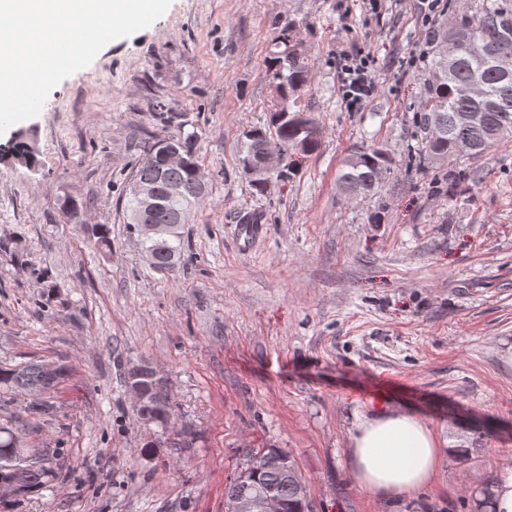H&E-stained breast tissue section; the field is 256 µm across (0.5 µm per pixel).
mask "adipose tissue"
Listing matches in <instances>:
<instances>
[{
    "label": "adipose tissue",
    "mask_w": 512,
    "mask_h": 512,
    "mask_svg": "<svg viewBox=\"0 0 512 512\" xmlns=\"http://www.w3.org/2000/svg\"><path fill=\"white\" fill-rule=\"evenodd\" d=\"M349 448L358 486L375 495H409L432 483L441 457L436 432L411 411L358 418Z\"/></svg>",
    "instance_id": "ef3b65f1"
}]
</instances>
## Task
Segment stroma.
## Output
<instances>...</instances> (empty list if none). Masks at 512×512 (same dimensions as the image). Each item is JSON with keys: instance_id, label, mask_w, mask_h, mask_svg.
<instances>
[{"instance_id": "stroma-1", "label": "stroma", "mask_w": 512, "mask_h": 512, "mask_svg": "<svg viewBox=\"0 0 512 512\" xmlns=\"http://www.w3.org/2000/svg\"><path fill=\"white\" fill-rule=\"evenodd\" d=\"M290 27L310 65L303 100L320 146L291 180L256 194L239 164L267 122L266 60ZM419 0H171L48 95L34 167L0 159V367L62 368L48 415L26 394L0 425L53 472L8 512H224L246 448L294 456L315 512H489L512 470V141L460 158L456 200L436 167L406 170L424 103ZM376 60V91L343 100L336 52ZM198 135L207 194L185 253L153 270L120 206L147 138ZM386 150L374 195L340 190L355 147ZM380 214L372 223V214ZM260 217L250 251L237 226ZM107 225L112 249L95 247ZM154 370L165 431L139 418L128 373ZM416 413L443 448L434 483L375 496L354 481L357 417Z\"/></svg>"}]
</instances>
